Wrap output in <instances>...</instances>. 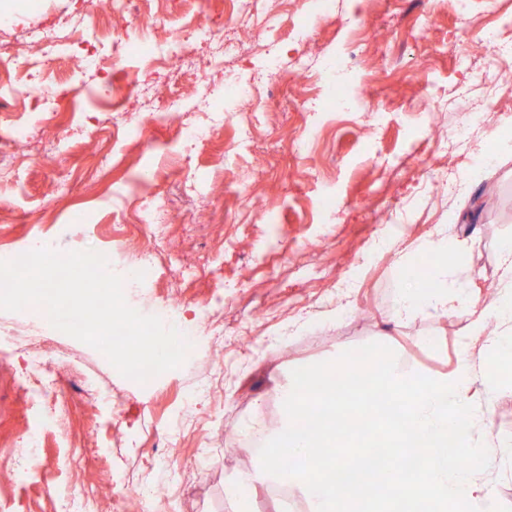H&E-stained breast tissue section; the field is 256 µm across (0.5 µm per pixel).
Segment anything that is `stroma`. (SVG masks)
<instances>
[{"mask_svg":"<svg viewBox=\"0 0 512 512\" xmlns=\"http://www.w3.org/2000/svg\"><path fill=\"white\" fill-rule=\"evenodd\" d=\"M6 22L16 31L81 9L82 0H20ZM201 0H166V21L153 33L128 16L99 18L137 44L160 46L200 18ZM500 39H485L486 26ZM380 33L366 47L350 87H363L354 111L336 109L331 82H292L267 102L241 139L225 117L211 146L187 149L173 124L134 118L129 138L94 126L93 146L58 130L68 115H47L17 97L10 62H0V97L11 99L0 139L15 123L54 141V163L25 160L14 183L0 184V251L34 236L55 251L151 248L152 227L134 224L139 192L173 201L168 235L175 254L205 256L207 271L180 280L161 259L149 285L162 300L178 291L181 324L191 351L176 371L147 389L132 387L97 350L67 336L31 355L0 345V449L19 448L38 421L25 397L29 374L58 370L65 413L61 431L34 452L42 469L31 481L0 479V512H62L95 490L91 512H239L228 487L241 469L229 455L235 432L280 415V387L302 368L337 352L364 360L381 340L418 371L451 373L466 320L426 311L393 319L403 272L433 286L488 298L499 285V246L512 239V90L484 67L512 44V0H335L296 39L290 19L268 33L285 48L340 56L354 30ZM76 55L63 50L43 62L57 93L79 89L85 102L125 88L128 73L159 81L141 54L118 68L79 77ZM438 112H430L429 100ZM150 176L139 183L138 173ZM195 174L204 199L179 198L184 173ZM272 198L259 221L249 215V190ZM502 198L497 214L481 209L484 186ZM455 241V265L441 264L440 246ZM346 316H337V308ZM219 311L222 322L208 323ZM475 438H512V392L495 394L479 413ZM137 447H129V438ZM115 478L111 497L99 495ZM144 497H125L129 488Z\"/></svg>","mask_w":512,"mask_h":512,"instance_id":"obj_1","label":"stroma"}]
</instances>
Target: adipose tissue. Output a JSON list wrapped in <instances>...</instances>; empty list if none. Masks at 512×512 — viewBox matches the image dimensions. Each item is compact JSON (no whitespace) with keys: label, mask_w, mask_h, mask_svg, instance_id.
Returning <instances> with one entry per match:
<instances>
[{"label":"adipose tissue","mask_w":512,"mask_h":512,"mask_svg":"<svg viewBox=\"0 0 512 512\" xmlns=\"http://www.w3.org/2000/svg\"><path fill=\"white\" fill-rule=\"evenodd\" d=\"M500 286L492 301L477 304L462 292L419 283L403 288L394 319L403 322L420 311L465 312L464 345L451 375L419 372L400 363L388 344L354 366L346 354L302 369L282 386L280 434L267 437L259 462L241 474L247 487L279 483L300 490L311 512H497L487 469L512 455V443L474 440L475 406H489V394L512 391V239L501 245ZM357 376V390L340 388V380ZM385 387L403 399L399 413L375 409L373 395ZM323 407L320 435L304 434L298 420ZM356 414L365 424L359 462L363 478L337 485L335 475L345 457L327 464L308 456L311 448L336 445V423ZM293 460L280 466L283 448ZM417 455L420 467L399 472L377 468L372 451Z\"/></svg>","instance_id":"ef3b65f1"}]
</instances>
